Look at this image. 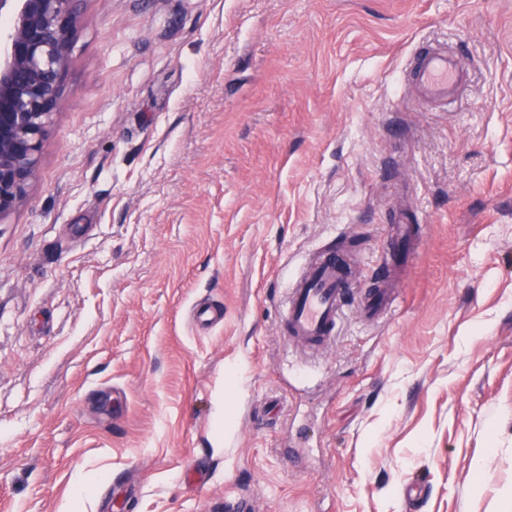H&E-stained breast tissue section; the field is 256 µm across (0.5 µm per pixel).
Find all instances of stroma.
Instances as JSON below:
<instances>
[{"mask_svg":"<svg viewBox=\"0 0 512 512\" xmlns=\"http://www.w3.org/2000/svg\"><path fill=\"white\" fill-rule=\"evenodd\" d=\"M422 45L462 50L457 107L414 105ZM327 247L399 293L306 354L282 305ZM243 496L512 512V0H85L0 221V512Z\"/></svg>","mask_w":512,"mask_h":512,"instance_id":"1","label":"stroma"}]
</instances>
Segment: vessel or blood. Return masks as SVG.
<instances>
[{
    "instance_id": "vessel-or-blood-1",
    "label": "vessel or blood",
    "mask_w": 512,
    "mask_h": 512,
    "mask_svg": "<svg viewBox=\"0 0 512 512\" xmlns=\"http://www.w3.org/2000/svg\"><path fill=\"white\" fill-rule=\"evenodd\" d=\"M466 79L456 54L447 49L419 48L413 69L414 97L443 102ZM351 264L335 249L315 253L288 291L284 334L292 345L310 351L328 348L334 340L342 308L352 292ZM394 300V290L381 286L362 299L367 314H383Z\"/></svg>"
}]
</instances>
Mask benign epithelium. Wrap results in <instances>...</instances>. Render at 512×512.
<instances>
[{"mask_svg":"<svg viewBox=\"0 0 512 512\" xmlns=\"http://www.w3.org/2000/svg\"><path fill=\"white\" fill-rule=\"evenodd\" d=\"M83 0H0V221L27 197L65 84Z\"/></svg>","mask_w":512,"mask_h":512,"instance_id":"7a95c632","label":"benign epithelium"}]
</instances>
